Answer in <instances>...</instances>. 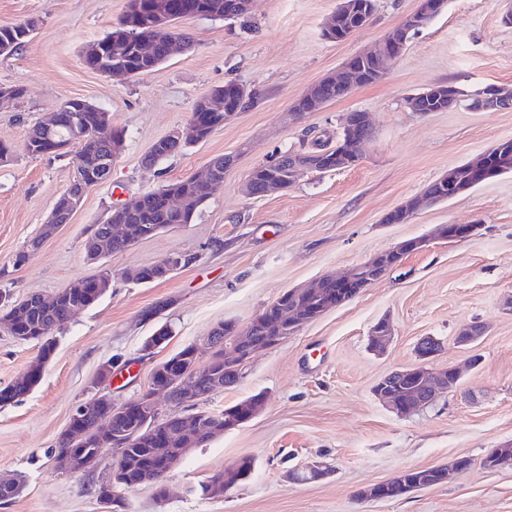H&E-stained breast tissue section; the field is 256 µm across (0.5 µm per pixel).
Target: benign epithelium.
<instances>
[{"label":"benign epithelium","mask_w":512,"mask_h":512,"mask_svg":"<svg viewBox=\"0 0 512 512\" xmlns=\"http://www.w3.org/2000/svg\"><path fill=\"white\" fill-rule=\"evenodd\" d=\"M446 4L447 0H420L417 11L405 17L392 34L380 40L371 51L351 57L342 65L341 72L352 74L359 61L366 57H378L383 60L386 69H391L402 54L409 34L423 27L428 18L441 12ZM337 10L341 11L342 15L353 18L357 29L366 26L372 17L371 9L367 4L356 5L350 0H339ZM448 98L451 99L450 104H448L450 109L464 108L469 111H485L512 108V90L491 86L478 89L470 94L460 95L453 92L451 86L434 85L419 93L406 96L404 105L412 112H419L424 108L425 102L429 100L437 103ZM304 102L310 106V111L313 112L326 104L327 100L320 95L315 97L309 91L294 101L291 106L293 115H300L298 108ZM340 130L346 135L352 134V137L342 141L334 151L330 149L317 151L312 148L292 156L286 166L283 165L281 160L266 165L269 170V179L262 187V194L265 195L274 190L284 189L283 179L286 177L297 180L311 170L320 168L342 170L358 163L361 146L370 134V126L366 115L360 111L346 113L341 118ZM75 167L76 179L72 181L69 191L48 218L47 231L52 235L58 231L62 224L68 221L69 216L80 206L85 195L94 185L93 181L85 179L81 161H76ZM468 169L477 175L486 174L490 179L497 176V172L491 164V152L489 151L484 153L479 160L468 164ZM466 190H468L467 183L458 177L457 168L454 167L449 169L448 173L440 177L436 183L428 187L424 191V197L430 202L437 203L453 198ZM476 229L477 226L473 224H448L438 228L436 234L438 237L448 240L466 239L472 236ZM425 244L426 240L424 239L407 240L388 251L374 255L361 264V267L372 272V276L366 281L357 280L352 273L340 277L327 276L323 278V281L333 283L340 288V292L336 293V300H332L321 308L310 312L304 313L300 309L293 311L292 319L288 322V327L284 329L285 335L293 334L302 325L343 304L346 302L347 296H356L364 288L381 279L387 271L396 267L404 255L423 248ZM299 293H301L299 289H290L284 292L278 300L263 308L248 323L243 326H236L237 341L231 346L224 347V358L237 360L238 370L241 371L256 352L274 346L283 340L281 336L263 340L256 336V327L264 321L265 316L273 307L279 305V302L292 298ZM391 337L392 326L390 321L384 319L378 322L371 334L372 347L377 351L386 348ZM441 351L442 346L438 342L431 338L423 339L416 347L418 362L385 375L374 386L373 394L400 417L434 403L441 391L452 390L448 372H453L456 377L460 376V373L454 367L449 370L433 367V360L439 356ZM161 372L162 377L151 381L147 392L131 402V405L140 407V410L132 412L125 405L115 407L111 413L98 417L92 429L82 431L79 434V439L86 443L91 441V436L94 434H102L106 437L112 448L110 480L114 486L121 484L123 454L127 445L142 433L147 425L154 426L159 423V412L156 405L158 398L167 399L170 396L171 388L182 386L189 379L197 380L204 375L208 376L214 384H221L220 375L210 372L204 373V369L199 367L196 360L188 364L182 358H172L165 367L161 368ZM104 401H110L109 395L98 392L93 397L80 402L73 410L71 417L83 416ZM263 406L264 397L254 398L240 406V418L238 420L229 422L224 420L223 416L215 414L212 416V424L203 427L198 426L194 431L187 429L183 431V435L190 437V441L195 442L201 435L217 431V427L221 425L226 430L232 427L238 428L251 421ZM100 461L101 455L89 454L77 459L65 458L56 462V466L64 470L72 469L77 465L83 469H90L97 466ZM486 464L487 467L492 469L511 468L512 446L507 444L495 449L487 456Z\"/></svg>","instance_id":"benign-epithelium-1"}]
</instances>
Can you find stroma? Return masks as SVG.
<instances>
[{
	"instance_id": "stroma-1",
	"label": "stroma",
	"mask_w": 512,
	"mask_h": 512,
	"mask_svg": "<svg viewBox=\"0 0 512 512\" xmlns=\"http://www.w3.org/2000/svg\"><path fill=\"white\" fill-rule=\"evenodd\" d=\"M128 0H0V25L32 19L36 29L16 52L0 55V84L23 87L0 105V291L20 301L52 295L75 280L112 273L101 301L56 335L55 354L39 385L0 406V473L21 475L24 488L0 512H112L100 500L111 457L81 473L56 469L54 451L76 404L105 390L113 405L142 396L154 367L192 345L201 362L217 324L247 323L283 292L326 274H344L410 239L428 245L357 296L257 353L239 382L201 402L218 412L255 394L266 405L249 423L191 448L154 486L121 490L125 512H512V469L489 470L484 458L512 441V173L451 200L420 208L402 224L387 213L421 195L448 169L512 140V109L462 108L419 114L407 95L437 84L464 92L512 87V0H448L446 9L411 33L383 81L356 88L301 118L292 103L352 56L368 51L414 12L419 0H377L370 23L342 41L323 34L339 0H254L248 21L185 18L192 47L139 78L109 77L85 67V47L116 25ZM234 80L253 92L236 117L194 147L154 167L142 158L158 139L183 127L196 100ZM79 98L124 129L125 147L111 179L85 196L69 222L40 232L73 175V156H33L27 130L64 100ZM369 113L372 134L357 165L309 172L288 190L244 192L252 170L282 153L335 141L344 113ZM235 165L192 223L140 240L95 261L84 245L92 225L113 206L189 177L215 156ZM473 224L463 240L434 238L436 228ZM39 248L23 265L16 255L33 238ZM172 253L195 263L150 284L125 271ZM393 326L385 353L370 348L381 319ZM483 325L473 344L459 331ZM172 337L151 355L142 348L160 325ZM442 345L436 367H459L455 389L400 417L372 389L389 372L417 361L424 337ZM38 348L0 331V387L18 380ZM112 375L101 379L103 364ZM255 461L250 478L224 496L206 498L200 483L240 458ZM468 469L447 482L392 500L363 492L409 468ZM328 473L294 480L312 463Z\"/></svg>"
}]
</instances>
